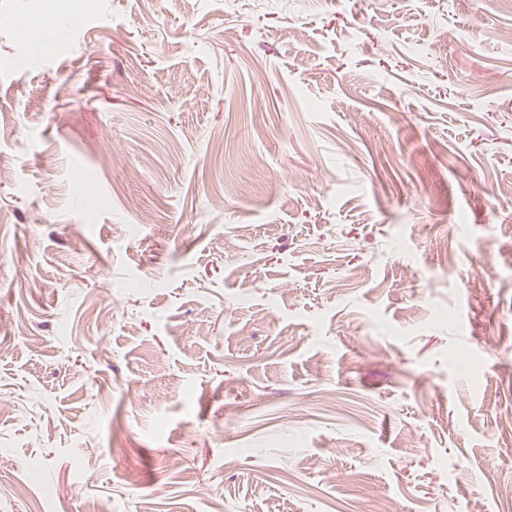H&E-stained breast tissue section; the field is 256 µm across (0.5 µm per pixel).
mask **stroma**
<instances>
[{
  "label": "stroma",
  "mask_w": 512,
  "mask_h": 512,
  "mask_svg": "<svg viewBox=\"0 0 512 512\" xmlns=\"http://www.w3.org/2000/svg\"><path fill=\"white\" fill-rule=\"evenodd\" d=\"M224 3L0 0V512H512V0Z\"/></svg>",
  "instance_id": "obj_1"
}]
</instances>
